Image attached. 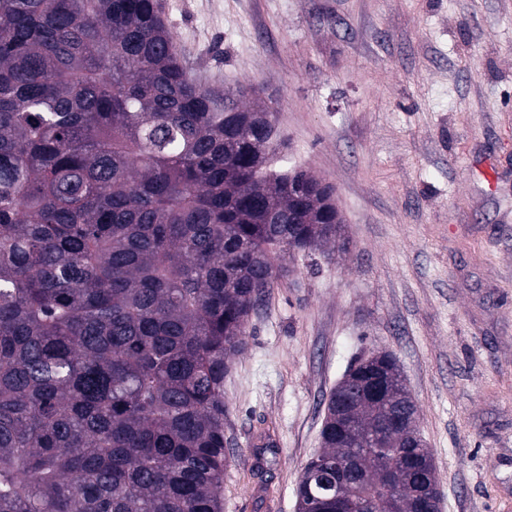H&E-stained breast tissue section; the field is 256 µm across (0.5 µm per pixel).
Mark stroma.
I'll return each instance as SVG.
<instances>
[{
  "instance_id": "stroma-1",
  "label": "stroma",
  "mask_w": 512,
  "mask_h": 512,
  "mask_svg": "<svg viewBox=\"0 0 512 512\" xmlns=\"http://www.w3.org/2000/svg\"><path fill=\"white\" fill-rule=\"evenodd\" d=\"M203 86L254 87L268 170L331 185L224 375V512H297L348 362L393 353L442 512H512V0H159Z\"/></svg>"
}]
</instances>
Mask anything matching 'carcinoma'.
<instances>
[{"mask_svg": "<svg viewBox=\"0 0 512 512\" xmlns=\"http://www.w3.org/2000/svg\"><path fill=\"white\" fill-rule=\"evenodd\" d=\"M250 96L188 74L158 0H0V512H224L228 362L279 252L345 246ZM358 390L321 457L384 426ZM357 452L410 505L428 449Z\"/></svg>", "mask_w": 512, "mask_h": 512, "instance_id": "obj_1", "label": "carcinoma"}]
</instances>
